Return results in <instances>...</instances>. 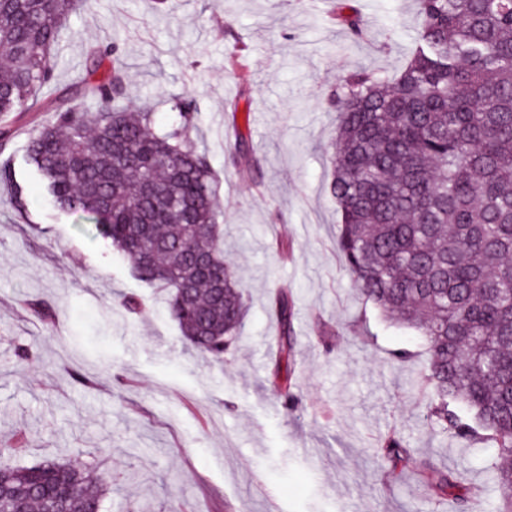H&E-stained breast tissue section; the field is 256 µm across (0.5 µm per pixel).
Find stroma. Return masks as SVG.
I'll list each match as a JSON object with an SVG mask.
<instances>
[{
	"instance_id": "obj_1",
	"label": "stroma",
	"mask_w": 512,
	"mask_h": 512,
	"mask_svg": "<svg viewBox=\"0 0 512 512\" xmlns=\"http://www.w3.org/2000/svg\"><path fill=\"white\" fill-rule=\"evenodd\" d=\"M352 39L336 0H85L62 31L39 111L13 117L0 144L12 185H0V445L26 451L4 467L76 455L108 481V512H457L436 501L418 464L480 488L471 512H494L492 448L444 444L409 379L427 354L414 330L384 318L354 287L336 250L340 214L328 193L336 93L352 71L396 75L421 17L414 0H350ZM118 44L128 95L167 125L174 95L195 99L196 143L221 200L224 248L247 311L234 348L215 362L189 350L167 292L134 278L89 225L59 212L26 161L44 105L87 74L89 49ZM238 120L254 159L228 156ZM30 202L20 216L12 187ZM294 302L297 398L270 385L278 340L272 293ZM136 295L141 315L115 308ZM41 300L55 314L36 316ZM412 352L409 362L395 353ZM397 431L413 451L399 478L377 458Z\"/></svg>"
}]
</instances>
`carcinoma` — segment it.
Wrapping results in <instances>:
<instances>
[{
    "mask_svg": "<svg viewBox=\"0 0 512 512\" xmlns=\"http://www.w3.org/2000/svg\"><path fill=\"white\" fill-rule=\"evenodd\" d=\"M422 23L398 74L346 76L336 107L329 191L340 211L336 249L357 290L382 315L415 329L428 358L417 382L428 424L489 442L512 512V0H415ZM77 0H0V115L30 112L55 70V46ZM345 29L363 34L342 0ZM115 45L91 54L87 78L45 108L27 160L62 213L94 226L142 282L168 292L191 349L214 359L238 340L245 313L206 153L196 149V103L156 129L152 107L125 104ZM90 97L97 111L73 100ZM280 324L273 388L295 405L293 299L274 292ZM398 463L396 431L379 443ZM437 497L449 475L422 465ZM105 477L71 458L0 467L14 512H104Z\"/></svg>",
    "mask_w": 512,
    "mask_h": 512,
    "instance_id": "carcinoma-1",
    "label": "carcinoma"
}]
</instances>
